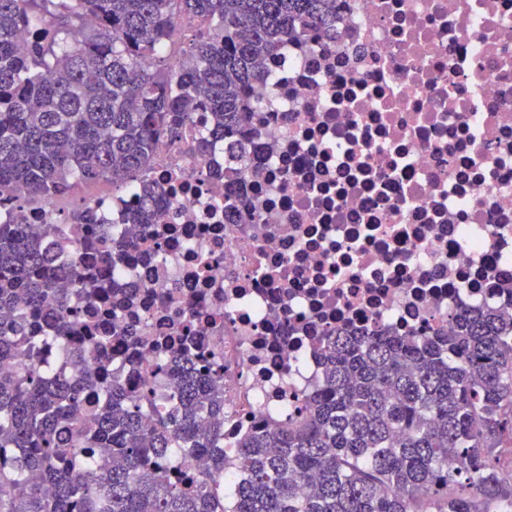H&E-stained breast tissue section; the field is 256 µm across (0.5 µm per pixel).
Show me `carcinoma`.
<instances>
[{
  "instance_id": "cac0c4a2",
  "label": "carcinoma",
  "mask_w": 512,
  "mask_h": 512,
  "mask_svg": "<svg viewBox=\"0 0 512 512\" xmlns=\"http://www.w3.org/2000/svg\"><path fill=\"white\" fill-rule=\"evenodd\" d=\"M184 19L214 23L192 64L160 66ZM313 32L336 35V0H0V201L17 187L50 198L80 184L136 181L166 139L203 156L219 141L245 161L255 136L249 89L263 56ZM201 125L188 140L189 125ZM156 204L143 185L122 244L101 241L112 272ZM52 224L0 223V512H494L512 507L501 457L512 448V320L454 308L448 331L326 334L325 377L284 428L274 421L234 448L224 472V366L197 369L192 349L164 359L169 390L130 391L66 351L75 377L44 382L50 340L82 316L66 302L107 293L84 275ZM103 400L85 405L84 392ZM182 450L210 453L195 483L171 478ZM38 481L30 483L31 476ZM313 491L306 494L302 485Z\"/></svg>"
}]
</instances>
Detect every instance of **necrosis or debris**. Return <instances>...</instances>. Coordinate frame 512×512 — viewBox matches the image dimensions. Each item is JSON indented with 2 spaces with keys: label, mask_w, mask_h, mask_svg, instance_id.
<instances>
[{
  "label": "necrosis or debris",
  "mask_w": 512,
  "mask_h": 512,
  "mask_svg": "<svg viewBox=\"0 0 512 512\" xmlns=\"http://www.w3.org/2000/svg\"><path fill=\"white\" fill-rule=\"evenodd\" d=\"M259 132L224 214L223 152L159 140L162 204L101 326L168 337L224 364V443L288 425L318 381L325 328L444 329L459 305L512 319V0H336V37L266 54ZM135 186L83 207L77 260L125 238ZM0 220L67 224L61 197L18 190ZM129 388L157 386L150 350L89 352Z\"/></svg>",
  "instance_id": "1"
}]
</instances>
